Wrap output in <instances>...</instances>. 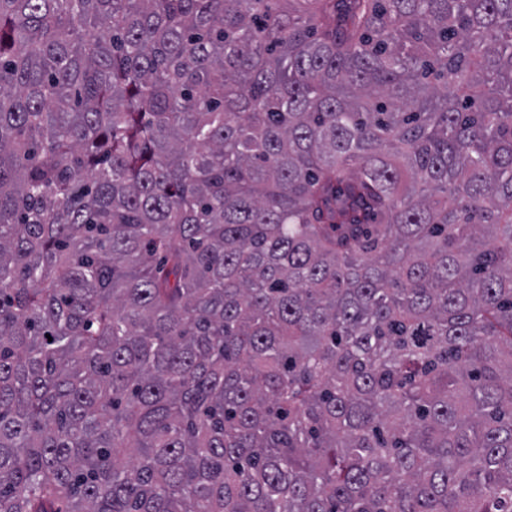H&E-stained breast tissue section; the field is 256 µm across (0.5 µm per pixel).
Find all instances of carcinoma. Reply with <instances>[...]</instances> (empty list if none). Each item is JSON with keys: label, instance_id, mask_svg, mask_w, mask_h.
<instances>
[{"label": "carcinoma", "instance_id": "carcinoma-1", "mask_svg": "<svg viewBox=\"0 0 512 512\" xmlns=\"http://www.w3.org/2000/svg\"><path fill=\"white\" fill-rule=\"evenodd\" d=\"M0 512H512V0H0Z\"/></svg>", "mask_w": 512, "mask_h": 512}]
</instances>
